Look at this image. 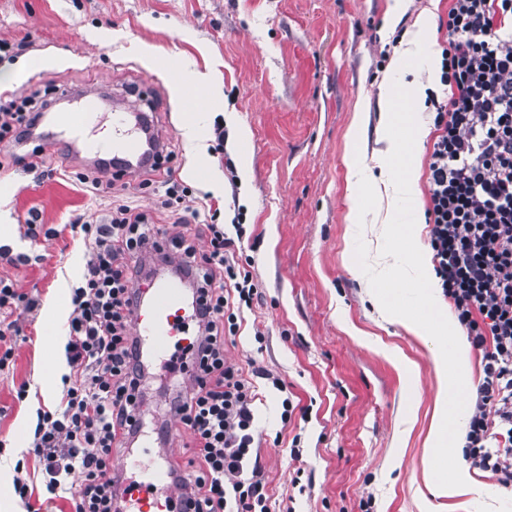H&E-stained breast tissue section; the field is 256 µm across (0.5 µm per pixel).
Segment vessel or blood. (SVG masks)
<instances>
[{
	"mask_svg": "<svg viewBox=\"0 0 512 512\" xmlns=\"http://www.w3.org/2000/svg\"><path fill=\"white\" fill-rule=\"evenodd\" d=\"M98 110L97 99L88 97L75 107L53 113V127L43 132V140L53 141L57 134L63 133L70 139L83 141L88 150L109 151L119 159L137 162L144 154L147 143L123 131L120 122H113L111 138H87L89 119ZM132 289L139 295L134 333L148 343L157 357H167L176 346L190 344L186 323L194 304L181 281L160 279L145 284L136 282ZM117 465L121 470L130 469L138 475L123 496L128 512H185L184 507L178 504L180 495L170 481L167 470L154 460L150 449H143L135 459L121 455Z\"/></svg>",
	"mask_w": 512,
	"mask_h": 512,
	"instance_id": "obj_1",
	"label": "vessel or blood"
}]
</instances>
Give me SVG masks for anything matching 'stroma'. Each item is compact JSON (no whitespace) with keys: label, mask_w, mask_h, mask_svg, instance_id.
Returning a JSON list of instances; mask_svg holds the SVG:
<instances>
[{"label":"stroma","mask_w":512,"mask_h":512,"mask_svg":"<svg viewBox=\"0 0 512 512\" xmlns=\"http://www.w3.org/2000/svg\"><path fill=\"white\" fill-rule=\"evenodd\" d=\"M391 0H0V38H27L29 48L0 62V93L25 96L47 85L91 93L106 111L135 105L146 112L152 134L174 150L172 178L189 186L198 223L240 218V243L258 285L243 308L237 335L227 337V358L245 372L260 369L253 410L261 436L263 480L271 512H421L430 497L432 453L426 447L439 390L431 354L435 341L407 333L380 315L369 282L354 260L356 239L377 256L376 228L393 210L382 195L364 229L350 224L347 168L359 159L377 181L374 154L385 148V87L428 80L439 54L440 26L450 0H406L389 16ZM430 14L428 39L412 42L416 21ZM410 51V64L393 61ZM171 58L176 74L160 70ZM196 94L188 107L182 88ZM200 134L203 150L191 155L186 124ZM228 140L212 148L215 126ZM433 136L415 149L418 242L428 247V160ZM12 150L0 144V158ZM53 177L35 179L22 165L0 167V208L14 226L0 246L27 252V260L0 264L38 301L21 321L28 340L16 362L0 371V441L31 438L37 411H56L61 396L43 387L55 360L49 301L69 304L88 250L69 224L95 220L109 199L93 196L74 171L92 164L69 143L43 149ZM206 163L208 175L196 167ZM238 178L230 183L226 166ZM36 215L53 236L32 242L25 222ZM262 341H255V332ZM25 396H18L19 385ZM171 392L160 371L147 370L144 398L150 408L143 432L159 459L186 464L188 448L170 454L162 428ZM296 410L282 423L283 399ZM19 477L41 512H67L65 492L49 497L42 467L20 457ZM304 472L311 485L295 484ZM479 491L448 500L443 512H512V491L491 473L469 469Z\"/></svg>","instance_id":"obj_1"}]
</instances>
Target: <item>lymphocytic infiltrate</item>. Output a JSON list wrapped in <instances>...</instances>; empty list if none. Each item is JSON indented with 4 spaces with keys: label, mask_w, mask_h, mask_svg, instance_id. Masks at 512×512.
Masks as SVG:
<instances>
[{
    "label": "lymphocytic infiltrate",
    "mask_w": 512,
    "mask_h": 512,
    "mask_svg": "<svg viewBox=\"0 0 512 512\" xmlns=\"http://www.w3.org/2000/svg\"><path fill=\"white\" fill-rule=\"evenodd\" d=\"M440 46V90L427 97L435 131L429 245L439 288L484 353L465 458L512 489V0H452ZM61 93L54 86L0 102V143H26ZM172 160L171 150L158 147L143 164L141 186L160 192L161 208L184 209L191 192L170 180ZM71 230L88 245L89 258L72 290L69 384L61 410L39 414L31 442L47 492L72 477L78 489L69 512H118L122 505L126 478L112 457L132 445L144 413L145 365L132 334L138 298L130 284L150 254L176 263L197 295L198 334L182 352L192 362L189 384L167 403L189 429L193 451L173 481L196 512H270L255 385L224 354L226 336L238 331L236 308L251 304L257 289L236 254L242 225H207L203 251L190 228L168 232L129 204L112 207L99 222L76 219ZM36 304L0 277V370L22 339L14 314Z\"/></svg>",
    "instance_id": "lymphocytic-infiltrate-1"
}]
</instances>
